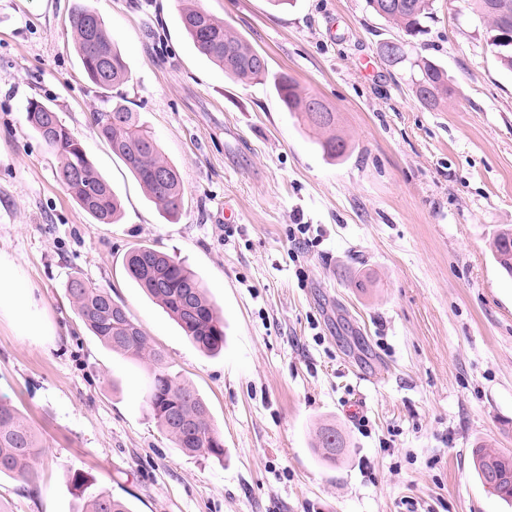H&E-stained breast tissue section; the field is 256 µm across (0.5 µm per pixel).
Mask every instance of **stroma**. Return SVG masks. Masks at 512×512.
Masks as SVG:
<instances>
[{
  "label": "stroma",
  "instance_id": "35a3bbf8",
  "mask_svg": "<svg viewBox=\"0 0 512 512\" xmlns=\"http://www.w3.org/2000/svg\"><path fill=\"white\" fill-rule=\"evenodd\" d=\"M80 3L104 18L130 68L122 91L181 175L177 218L94 132L112 100L76 56ZM193 3L334 107L349 152L326 159L269 83L200 56L180 0H0V252L54 330L34 343L0 318V399L45 445L36 482L0 477V512H80L102 490L135 512H512L471 459L478 442L512 453V277L490 251L512 228V73L471 0H434L416 44L366 0ZM398 41L447 72L446 106L420 103L385 64ZM32 100L82 140L122 200L118 223L68 196L27 122ZM140 244L202 281L224 315L220 356L128 277ZM74 277L111 289L204 398L223 459L160 431L146 366L91 335L66 294ZM325 421L346 439L332 464L313 449Z\"/></svg>",
  "mask_w": 512,
  "mask_h": 512
}]
</instances>
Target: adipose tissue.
Here are the masks:
<instances>
[{"instance_id":"adipose-tissue-1","label":"adipose tissue","mask_w":512,"mask_h":512,"mask_svg":"<svg viewBox=\"0 0 512 512\" xmlns=\"http://www.w3.org/2000/svg\"><path fill=\"white\" fill-rule=\"evenodd\" d=\"M1 317L7 319L17 336L24 339L42 343L52 333L39 307L35 287L4 254H0Z\"/></svg>"}]
</instances>
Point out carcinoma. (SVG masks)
I'll return each mask as SVG.
<instances>
[{"label": "carcinoma", "instance_id": "carcinoma-1", "mask_svg": "<svg viewBox=\"0 0 512 512\" xmlns=\"http://www.w3.org/2000/svg\"><path fill=\"white\" fill-rule=\"evenodd\" d=\"M474 8L491 34L512 38V0H472ZM377 15L406 35L417 38L426 33L433 15V0H367ZM93 8L82 5L71 15L76 51L90 80L111 91L129 79L128 68L112 43L102 16H97L93 36H88L85 19ZM182 26L198 52L224 73L244 83L267 80L268 61L230 25L202 8L187 7L180 15ZM109 56L102 67L101 54ZM411 90L422 104L436 108L451 97L444 71L428 59L410 62ZM274 91L297 122L317 134V144L331 159L349 151L338 128L336 111L328 104L315 111L314 97L302 94L296 81L282 73L273 77ZM32 130L59 157L58 178L68 195L98 224H114L121 205L111 185L96 170L83 143L74 137L49 105L32 101L27 107ZM97 136L112 148L134 175L149 199L175 217L183 204V186L177 168L160 151L159 145L141 122L138 113L125 104L121 94L112 97V108L98 113ZM166 175L164 182L156 174ZM499 266L512 276V231L499 232L490 244ZM127 275L176 322L189 341L201 352L216 356L224 350V319L206 295L199 278L183 262L150 246L137 245L124 257ZM67 293L87 328L112 352L144 363L150 384L145 396L149 411L161 431L184 453L203 458L224 456V441L212 423L208 406L197 391L168 370L161 350L131 318L112 292L74 278ZM314 447L323 458L334 462L344 449L336 425L316 428ZM43 443L32 425L13 406L0 402V475L26 480L36 478L34 460ZM474 470L488 491L512 502V454L476 444L471 450ZM82 512H132L128 504L100 491L89 499Z\"/></svg>", "mask_w": 512, "mask_h": 512}]
</instances>
